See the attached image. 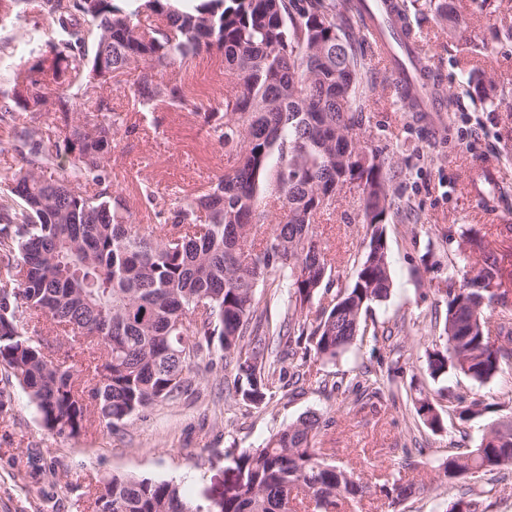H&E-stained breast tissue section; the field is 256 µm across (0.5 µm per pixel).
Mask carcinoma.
<instances>
[{
    "label": "carcinoma",
    "mask_w": 512,
    "mask_h": 512,
    "mask_svg": "<svg viewBox=\"0 0 512 512\" xmlns=\"http://www.w3.org/2000/svg\"><path fill=\"white\" fill-rule=\"evenodd\" d=\"M23 0H0V30L19 17ZM40 0L54 36L33 64L0 87L5 151L21 166L0 179V363L27 393L44 426L75 435L91 415L111 430L134 414L188 388L185 373L209 369L213 357L232 367V395L265 408L282 379L281 364L315 357L334 362L360 342L386 336L363 315L387 299L391 279L385 226L406 217L390 187L387 159L360 139L375 85L350 35L326 0ZM362 0H343L348 23L366 28ZM438 19L457 16V0H434ZM215 55L231 90L213 104L186 75ZM172 69L175 75L165 74ZM139 70L133 89L145 112H188L224 150V176L202 195L169 201L149 184L141 197L154 223L136 224L130 201L112 184V147L137 133L113 111L107 90L116 73ZM103 120L88 118L87 111ZM70 158L60 178L44 172ZM362 188L357 223L366 226L354 277L315 321L304 311L332 291L327 248L315 224L347 189ZM266 199L278 221L260 244ZM500 258L482 251L448 259L438 344L427 351L432 379L457 370L485 383L512 365V321L495 328L487 312L508 305L497 281ZM287 290L283 318L271 319L257 290ZM49 319L79 344L67 365L44 354L29 323ZM380 394V379L336 381L333 389ZM422 423L445 428L444 410L425 395L413 400ZM332 420L312 413L235 460L237 481L219 512H334L343 498L370 487L334 464L317 437ZM458 497L448 512H478L496 494L467 480L512 468V416L480 444L435 462ZM390 512L414 484H382ZM97 512H210L172 480L112 476Z\"/></svg>",
    "instance_id": "1"
}]
</instances>
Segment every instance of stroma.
Returning a JSON list of instances; mask_svg holds the SVG:
<instances>
[{"mask_svg": "<svg viewBox=\"0 0 512 512\" xmlns=\"http://www.w3.org/2000/svg\"><path fill=\"white\" fill-rule=\"evenodd\" d=\"M414 27L418 51L459 104L455 114L406 111L391 71L366 52L367 74L376 89L365 111L364 139L390 159L391 187L409 210L408 219L387 226L392 287L365 319L392 329L390 341L355 345L333 363H313L300 382L285 365L283 386L268 407L256 410L235 401L223 372L192 374L181 397L159 402L112 431L90 419L76 436L47 430L26 393L0 364V388L11 394V409L0 416V512H95L107 479L134 475L181 482L187 496L215 505L235 477L234 460L246 448L262 446L272 433L314 412L333 424L319 436L333 449L337 465L355 471L371 486L393 478L423 486L403 501L400 512H436L457 496L430 458L475 448L489 427L512 414V366L479 384L464 374L431 379L423 370L424 352L435 339L431 321L444 313L439 291L448 285V258L457 248L449 232L473 230L501 257L498 279L512 291V199L487 207L481 202L488 169L512 187V0H462L459 25L421 20L416 0H397ZM5 35L14 37L12 55L0 58V77L29 67L33 50L48 29L34 9H26ZM139 72L112 81V107L137 125L136 136L121 139L110 159L112 177L128 195L132 219L151 215L138 194L148 181L160 191L198 194L224 173V155L187 112H142L133 97ZM491 81L489 97L473 96L470 80ZM357 191L339 197L316 222L335 267L336 287L348 286V261L362 248L364 229L354 223ZM399 364L405 381L434 395L447 389L478 398L485 411L467 422L449 418L437 433L426 428L405 400L382 396L377 402L341 400L323 392L321 377L340 379L356 368Z\"/></svg>", "mask_w": 512, "mask_h": 512, "instance_id": "1", "label": "stroma"}]
</instances>
